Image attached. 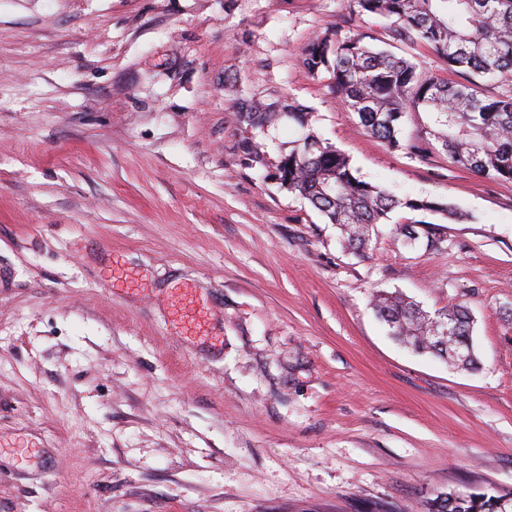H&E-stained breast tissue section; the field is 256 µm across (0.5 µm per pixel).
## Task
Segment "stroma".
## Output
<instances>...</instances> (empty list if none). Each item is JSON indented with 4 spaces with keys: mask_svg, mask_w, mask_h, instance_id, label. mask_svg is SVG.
I'll return each instance as SVG.
<instances>
[{
    "mask_svg": "<svg viewBox=\"0 0 512 512\" xmlns=\"http://www.w3.org/2000/svg\"><path fill=\"white\" fill-rule=\"evenodd\" d=\"M351 0H0V512H426L512 492V183L361 127L304 65ZM293 97L399 209L370 250L273 177ZM253 153H245L244 143ZM427 220L435 247L400 232ZM466 306L477 371L376 291ZM241 102L237 112L244 122L254 128H264L282 115L288 116V119L303 130L310 126L311 108L293 98L286 97L271 104L256 103L253 100Z\"/></svg>",
    "mask_w": 512,
    "mask_h": 512,
    "instance_id": "stroma-1",
    "label": "stroma"
}]
</instances>
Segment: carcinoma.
Segmentation results:
<instances>
[{"label": "carcinoma", "mask_w": 512, "mask_h": 512, "mask_svg": "<svg viewBox=\"0 0 512 512\" xmlns=\"http://www.w3.org/2000/svg\"><path fill=\"white\" fill-rule=\"evenodd\" d=\"M357 11L388 21L390 37L423 44L442 57L461 81L428 75L410 59L379 48L362 33L344 40H312L304 64L313 74L329 75V87L361 126L391 148H400L409 112L427 117L424 144L473 173L512 182V89L481 96L477 79L512 77V0H353ZM240 118L263 128L285 115L301 129L310 126L311 108L293 98L271 104L247 100ZM281 185L299 193L329 224L339 227L347 246L358 255L369 250L372 227L390 220L397 209L440 215L459 221L463 213L451 203L398 197L361 179L351 160L336 146L308 134L276 166ZM374 310L391 335L419 353H429L469 369L477 357L457 355L472 342L473 320L467 308L452 307L434 315L417 303L379 291ZM448 328L444 335L441 329ZM502 495L453 493L428 504V512H503Z\"/></svg>", "instance_id": "carcinoma-1"}]
</instances>
